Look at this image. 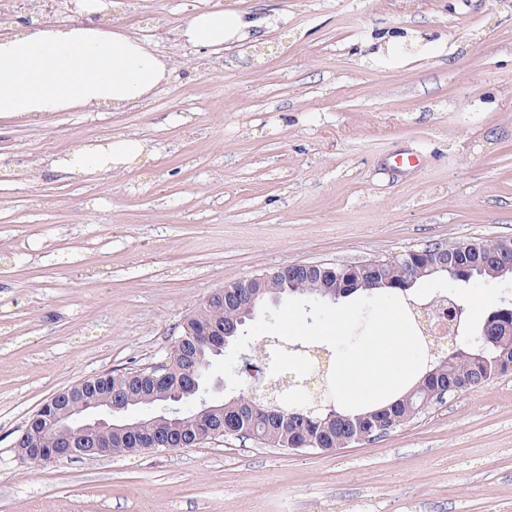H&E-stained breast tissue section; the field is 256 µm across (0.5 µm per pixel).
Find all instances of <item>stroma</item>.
Wrapping results in <instances>:
<instances>
[{
  "instance_id": "stroma-1",
  "label": "stroma",
  "mask_w": 512,
  "mask_h": 512,
  "mask_svg": "<svg viewBox=\"0 0 512 512\" xmlns=\"http://www.w3.org/2000/svg\"><path fill=\"white\" fill-rule=\"evenodd\" d=\"M212 7L249 14L263 38L184 43ZM107 25L174 61L151 99L0 119V512H512V373L333 452L220 437L16 457L59 390L168 363L225 283L512 238V0H124ZM390 34L401 43L383 47ZM118 134L151 159L52 171ZM415 294L490 307L512 282L444 278Z\"/></svg>"
}]
</instances>
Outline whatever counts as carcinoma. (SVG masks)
I'll return each instance as SVG.
<instances>
[{
    "instance_id": "1",
    "label": "carcinoma",
    "mask_w": 512,
    "mask_h": 512,
    "mask_svg": "<svg viewBox=\"0 0 512 512\" xmlns=\"http://www.w3.org/2000/svg\"><path fill=\"white\" fill-rule=\"evenodd\" d=\"M453 259L443 266L439 255L432 253V265L421 262L420 257L403 253L395 257L378 258L357 270L354 279L343 277L339 266L331 278L322 268L312 267L301 276L282 275L274 281L276 291L271 292L260 283L263 275L245 282L224 286L221 298L206 299L198 310L183 323L182 332L175 338L170 352L166 392L169 396L152 394L149 372L129 370L111 373L112 395L128 396L136 406L156 410L170 402V395L182 391L184 375L193 371L199 389L190 396H181L182 410L169 415L170 424L183 430L187 446H194L195 403L204 399L202 386L205 374L213 361L224 355L205 344L200 333L218 326L229 316L243 322L236 325L234 335L226 337L232 346L244 334L245 326L254 321L262 307L273 299L280 301L292 297L316 299L337 303L357 295L398 294L412 295V289L441 276L453 282L471 281L492 284L512 274L506 265L512 262V252L500 254L494 242L476 246L462 244L453 251ZM452 302L460 311L454 349L446 356L431 355L421 378L398 400L379 409L349 415L326 401H315L296 396L297 388L278 386L279 376L272 373L269 395L252 397L240 392L224 400H216V418L211 425L210 437L225 435V423L232 424L235 436L257 441L269 448L289 451L324 452L347 448L353 444L374 441L399 426L412 422L433 404L443 402L447 396L488 383L512 372V304L490 309L477 325L470 322L466 306L460 299ZM139 437L112 439L110 452L115 455L138 453Z\"/></svg>"
}]
</instances>
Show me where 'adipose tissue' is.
<instances>
[{
    "instance_id": "ef3b65f1",
    "label": "adipose tissue",
    "mask_w": 512,
    "mask_h": 512,
    "mask_svg": "<svg viewBox=\"0 0 512 512\" xmlns=\"http://www.w3.org/2000/svg\"><path fill=\"white\" fill-rule=\"evenodd\" d=\"M253 26L239 12L203 9L187 22L183 36L193 45L220 48ZM174 71L149 43L123 29L105 30L91 20L35 29L20 24L0 36V119L39 120L73 108L120 111L143 102ZM146 150L143 140L121 134L107 145L73 152L62 169L94 175Z\"/></svg>"
}]
</instances>
